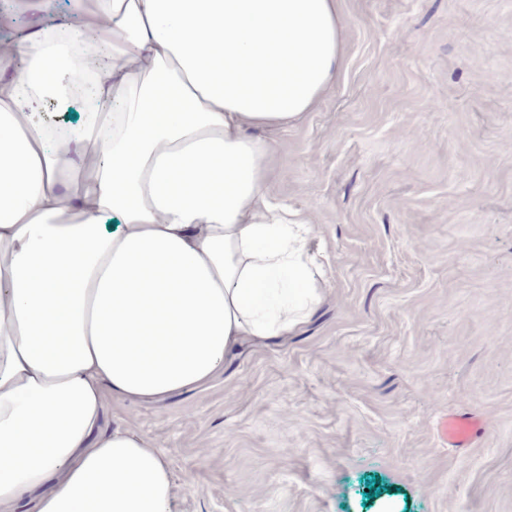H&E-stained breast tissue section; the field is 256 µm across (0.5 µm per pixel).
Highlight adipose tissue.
Returning <instances> with one entry per match:
<instances>
[{
	"label": "adipose tissue",
	"mask_w": 512,
	"mask_h": 512,
	"mask_svg": "<svg viewBox=\"0 0 512 512\" xmlns=\"http://www.w3.org/2000/svg\"><path fill=\"white\" fill-rule=\"evenodd\" d=\"M0 42V512H172L171 462L107 399L206 385L320 294L276 132L343 69L339 0H99ZM63 137L30 116L71 104Z\"/></svg>",
	"instance_id": "obj_1"
}]
</instances>
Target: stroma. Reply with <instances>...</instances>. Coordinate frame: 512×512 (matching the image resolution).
Returning a JSON list of instances; mask_svg holds the SVG:
<instances>
[{
    "mask_svg": "<svg viewBox=\"0 0 512 512\" xmlns=\"http://www.w3.org/2000/svg\"><path fill=\"white\" fill-rule=\"evenodd\" d=\"M339 2L342 73L267 186L317 226L314 313L105 420L170 459L173 512H512V0ZM437 433L443 447L462 451L483 437L485 427L479 414L463 411L443 415L437 422Z\"/></svg>",
    "mask_w": 512,
    "mask_h": 512,
    "instance_id": "obj_1",
    "label": "stroma"
}]
</instances>
